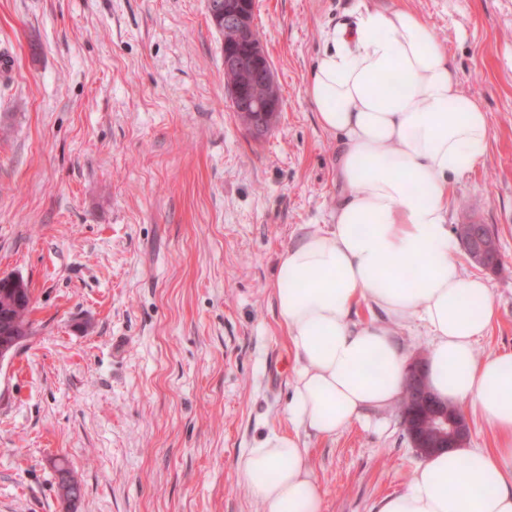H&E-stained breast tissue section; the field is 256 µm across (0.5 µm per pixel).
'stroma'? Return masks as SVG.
<instances>
[{
  "label": "stroma",
  "mask_w": 512,
  "mask_h": 512,
  "mask_svg": "<svg viewBox=\"0 0 512 512\" xmlns=\"http://www.w3.org/2000/svg\"><path fill=\"white\" fill-rule=\"evenodd\" d=\"M369 0H254L280 92L269 131L240 123L207 0H0V275L21 277L32 334L0 363V512H262L240 456L290 426L296 362L274 277L297 230L340 195L336 138L307 78ZM488 111L484 164L451 224H486L512 351V0H405ZM323 512H372L421 457L399 407L304 439ZM59 483L58 487L63 488L65 492L62 494L61 491L58 493L62 511L70 512L75 501L81 496L80 485L69 475L67 470L63 467L58 469Z\"/></svg>",
  "instance_id": "1"
}]
</instances>
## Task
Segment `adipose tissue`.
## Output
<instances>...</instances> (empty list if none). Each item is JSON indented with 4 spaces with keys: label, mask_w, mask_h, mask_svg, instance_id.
<instances>
[{
    "label": "adipose tissue",
    "mask_w": 512,
    "mask_h": 512,
    "mask_svg": "<svg viewBox=\"0 0 512 512\" xmlns=\"http://www.w3.org/2000/svg\"><path fill=\"white\" fill-rule=\"evenodd\" d=\"M306 92L339 138L342 194L328 223L302 227L279 257L274 295L297 358L292 428L247 449L239 475L263 512H322L301 434L333 436L399 402L407 358L395 329L416 321L430 338L428 386L467 406L497 445L423 458L374 512H512V352L475 355L498 315L449 220L455 183L488 151L489 116L426 18L404 5L364 7L329 37ZM363 305L372 317L355 320Z\"/></svg>",
    "instance_id": "1"
}]
</instances>
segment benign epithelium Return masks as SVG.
<instances>
[{
    "mask_svg": "<svg viewBox=\"0 0 512 512\" xmlns=\"http://www.w3.org/2000/svg\"><path fill=\"white\" fill-rule=\"evenodd\" d=\"M224 24L235 30L238 46L224 52V76L249 70L253 73V88L235 93L238 111L275 112L279 108V92L271 74L266 55L255 36L253 22L246 0H224ZM29 336V330L17 326L12 331V341L0 343V363L12 355L14 349ZM407 402L415 409L419 420L407 421L406 430L416 451L423 457L439 450L453 448L468 436L469 425L464 416L448 410V403L441 401L429 389L425 379V358H416L408 364Z\"/></svg>",
    "mask_w": 512,
    "mask_h": 512,
    "instance_id": "7a95c632",
    "label": "benign epithelium"
}]
</instances>
